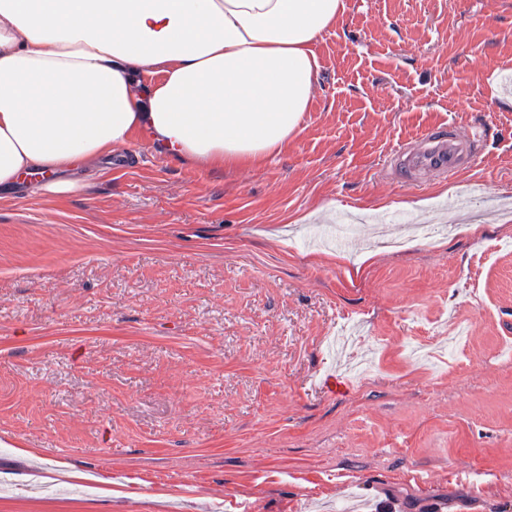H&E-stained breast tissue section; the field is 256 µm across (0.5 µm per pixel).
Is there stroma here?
<instances>
[{
    "label": "stroma",
    "instance_id": "stroma-1",
    "mask_svg": "<svg viewBox=\"0 0 512 512\" xmlns=\"http://www.w3.org/2000/svg\"><path fill=\"white\" fill-rule=\"evenodd\" d=\"M345 2L263 164L0 200V512H512V0ZM483 140L480 131L462 135L451 123L431 124L393 150L384 166V178L416 186L447 181L472 167Z\"/></svg>",
    "mask_w": 512,
    "mask_h": 512
}]
</instances>
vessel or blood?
Returning <instances> with one entry per match:
<instances>
[{
    "instance_id": "1",
    "label": "vessel or blood",
    "mask_w": 512,
    "mask_h": 512,
    "mask_svg": "<svg viewBox=\"0 0 512 512\" xmlns=\"http://www.w3.org/2000/svg\"><path fill=\"white\" fill-rule=\"evenodd\" d=\"M483 140L478 131L463 135L453 124H431L393 150L385 163L384 176L392 182L416 186L448 180L472 167Z\"/></svg>"
}]
</instances>
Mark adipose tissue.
I'll use <instances>...</instances> for the list:
<instances>
[{
	"label": "adipose tissue",
	"mask_w": 512,
	"mask_h": 512,
	"mask_svg": "<svg viewBox=\"0 0 512 512\" xmlns=\"http://www.w3.org/2000/svg\"><path fill=\"white\" fill-rule=\"evenodd\" d=\"M345 0H0V191L75 187L147 132L203 171L280 153L301 128L314 46Z\"/></svg>",
	"instance_id": "obj_1"
}]
</instances>
